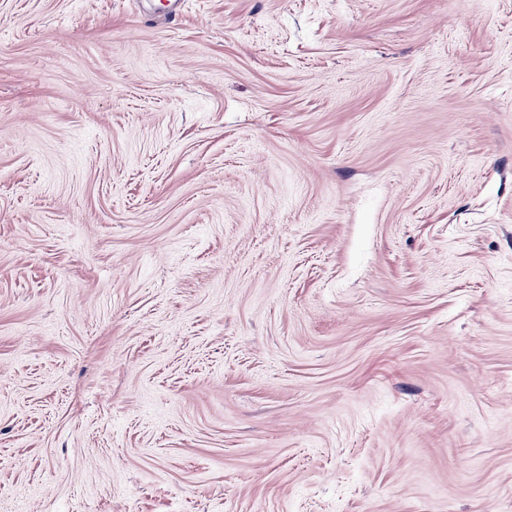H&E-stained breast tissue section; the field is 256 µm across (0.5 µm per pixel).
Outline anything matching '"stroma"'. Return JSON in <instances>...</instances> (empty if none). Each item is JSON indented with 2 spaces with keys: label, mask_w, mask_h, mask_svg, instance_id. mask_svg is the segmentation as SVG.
I'll list each match as a JSON object with an SVG mask.
<instances>
[{
  "label": "stroma",
  "mask_w": 512,
  "mask_h": 512,
  "mask_svg": "<svg viewBox=\"0 0 512 512\" xmlns=\"http://www.w3.org/2000/svg\"><path fill=\"white\" fill-rule=\"evenodd\" d=\"M0 512H512V0H0Z\"/></svg>",
  "instance_id": "35a3bbf8"
}]
</instances>
